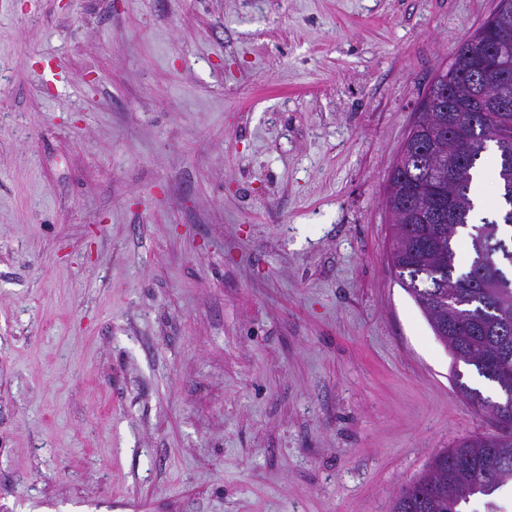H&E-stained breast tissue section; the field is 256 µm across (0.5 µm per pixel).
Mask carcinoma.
<instances>
[{
  "label": "carcinoma",
  "mask_w": 512,
  "mask_h": 512,
  "mask_svg": "<svg viewBox=\"0 0 512 512\" xmlns=\"http://www.w3.org/2000/svg\"><path fill=\"white\" fill-rule=\"evenodd\" d=\"M462 42L442 76L456 111L438 108L419 132L409 131L392 166L385 197L393 216L391 265L434 335L454 358L496 384L512 400V112L482 108L469 82L468 53L490 44ZM495 147V179L504 201L492 219L483 215L475 186L484 154ZM467 230L470 260L456 261L457 236ZM459 391L490 414L497 402L460 381ZM512 486V442L488 436L463 440L436 454L427 470L395 497L391 512H463L471 498H487L486 512H501L496 493Z\"/></svg>",
  "instance_id": "carcinoma-1"
}]
</instances>
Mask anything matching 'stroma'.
<instances>
[{
	"label": "stroma",
	"mask_w": 512,
	"mask_h": 512,
	"mask_svg": "<svg viewBox=\"0 0 512 512\" xmlns=\"http://www.w3.org/2000/svg\"><path fill=\"white\" fill-rule=\"evenodd\" d=\"M498 6L0 0V512H390L496 433L384 192Z\"/></svg>",
	"instance_id": "stroma-1"
}]
</instances>
